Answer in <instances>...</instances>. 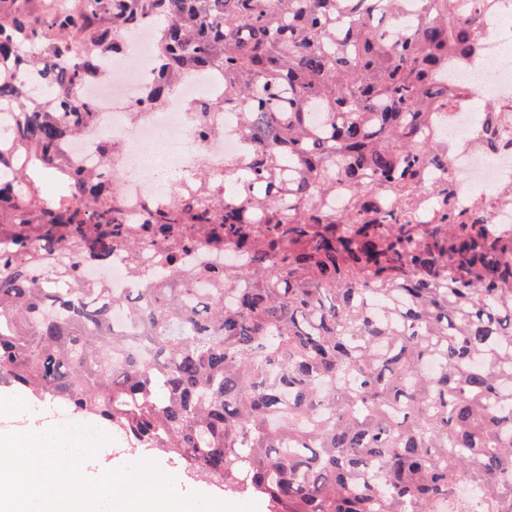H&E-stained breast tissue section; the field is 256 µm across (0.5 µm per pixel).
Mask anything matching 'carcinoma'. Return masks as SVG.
I'll use <instances>...</instances> for the list:
<instances>
[{"mask_svg":"<svg viewBox=\"0 0 512 512\" xmlns=\"http://www.w3.org/2000/svg\"><path fill=\"white\" fill-rule=\"evenodd\" d=\"M479 0H54L0 13V384L268 512H512V226L457 209L427 136ZM158 20L153 104L224 69L249 158L122 223L61 161L113 35ZM348 195L336 210V189ZM189 276L182 259L202 247ZM148 249L146 287L81 281ZM127 311L122 328L113 308Z\"/></svg>","mask_w":512,"mask_h":512,"instance_id":"1","label":"carcinoma"}]
</instances>
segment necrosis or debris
Segmentation results:
<instances>
[{
    "label": "necrosis or debris",
    "instance_id": "4bbe7bcc",
    "mask_svg": "<svg viewBox=\"0 0 512 512\" xmlns=\"http://www.w3.org/2000/svg\"><path fill=\"white\" fill-rule=\"evenodd\" d=\"M475 28L476 54L465 65L448 68V85L463 100L438 131L448 142L449 164L434 177L448 181L461 207L476 198L488 200L487 223L512 224V67L499 62L504 48L512 46V0H488ZM124 44L123 55L103 58V78L81 87L80 95L98 121L65 141L62 153L77 169L118 177L122 217L125 223L140 224L155 202L176 199L198 172H206L211 182L223 181L225 166L243 158L245 143L237 113L211 108L224 98L222 70L182 77L157 109L147 98L156 80L153 25H144ZM472 97L483 99L485 111L504 114L508 139L491 138L484 124L473 120L468 104ZM109 138L118 139L121 148L106 159L101 150ZM82 277L108 282L120 295L138 286L129 259L120 251L108 265L83 267Z\"/></svg>",
    "mask_w": 512,
    "mask_h": 512
}]
</instances>
